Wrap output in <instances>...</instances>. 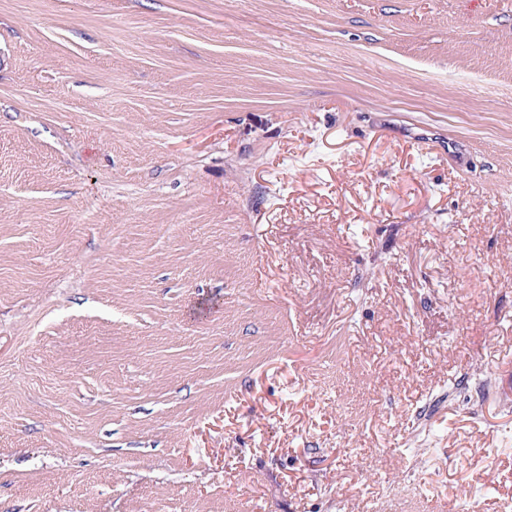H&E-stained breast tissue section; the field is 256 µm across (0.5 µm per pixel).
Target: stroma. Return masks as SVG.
I'll return each instance as SVG.
<instances>
[{"mask_svg": "<svg viewBox=\"0 0 512 512\" xmlns=\"http://www.w3.org/2000/svg\"><path fill=\"white\" fill-rule=\"evenodd\" d=\"M512 0H0V512H512Z\"/></svg>", "mask_w": 512, "mask_h": 512, "instance_id": "35a3bbf8", "label": "stroma"}]
</instances>
